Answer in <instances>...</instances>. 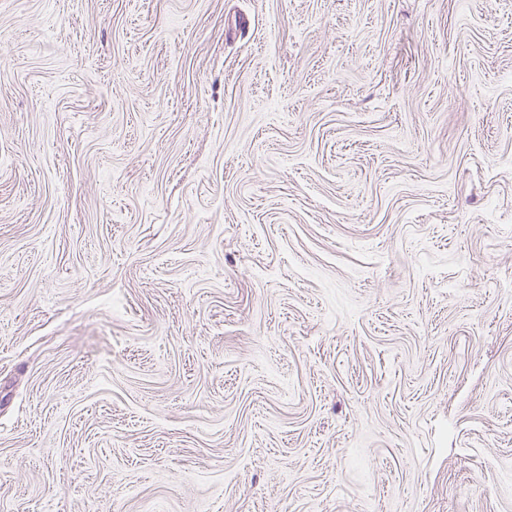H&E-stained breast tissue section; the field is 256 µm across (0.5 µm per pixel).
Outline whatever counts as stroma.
I'll return each mask as SVG.
<instances>
[{"label":"stroma","mask_w":512,"mask_h":512,"mask_svg":"<svg viewBox=\"0 0 512 512\" xmlns=\"http://www.w3.org/2000/svg\"><path fill=\"white\" fill-rule=\"evenodd\" d=\"M0 512H512V0H0Z\"/></svg>","instance_id":"obj_1"}]
</instances>
